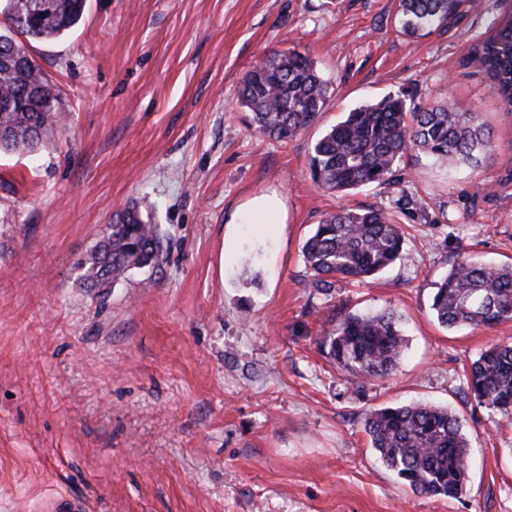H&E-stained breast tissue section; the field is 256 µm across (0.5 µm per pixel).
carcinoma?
<instances>
[{"mask_svg": "<svg viewBox=\"0 0 512 512\" xmlns=\"http://www.w3.org/2000/svg\"><path fill=\"white\" fill-rule=\"evenodd\" d=\"M0 14L24 15L14 33L51 40L81 20L86 0H55L41 15L34 0H3ZM462 0H398V32L422 36L438 30ZM467 63L483 73L501 101L512 107V11L472 45ZM329 94L314 63L294 51H273L240 81L239 103L255 131L285 141L322 112ZM60 94L23 45L0 34V149L33 151L61 120ZM494 138L469 103L442 97L421 106L388 94L345 113L315 142L309 159L312 183L345 195L368 185H389L403 158L422 153L450 170L475 168L494 152ZM104 247L82 262L92 288L107 287L158 265L162 234L150 211L131 206L104 232ZM405 231L381 207H340L316 225L303 246L310 285L327 292L339 279L367 281L405 257ZM449 329L493 327L512 320V263L484 264L461 258L437 284L431 304ZM323 353L336 370L358 382L389 376L406 346L396 310L348 313L323 330ZM464 399L505 421L512 420V343L494 344L471 364ZM365 433L384 467L416 493L456 498L469 473L468 440L459 418L429 403L370 411Z\"/></svg>", "mask_w": 512, "mask_h": 512, "instance_id": "obj_1", "label": "carcinoma"}]
</instances>
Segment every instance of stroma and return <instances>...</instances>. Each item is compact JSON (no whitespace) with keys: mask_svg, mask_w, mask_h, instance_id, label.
<instances>
[{"mask_svg":"<svg viewBox=\"0 0 512 512\" xmlns=\"http://www.w3.org/2000/svg\"><path fill=\"white\" fill-rule=\"evenodd\" d=\"M511 10L465 0L406 37L395 0H87L71 31L29 41L67 121L36 152L0 153V512H512V422L460 394L512 321L453 331L430 310L457 259L512 260V111L464 61ZM282 50L329 85L287 142L238 102L244 73ZM398 92L470 102L492 156L451 175L417 154L395 184L345 197L314 187L323 131ZM129 203L154 208L159 265L87 287L81 262ZM380 205L406 229L405 258L316 292L302 256L316 225ZM387 307L402 360L347 380L321 330ZM410 402L459 417L462 497L413 492L370 447L366 413Z\"/></svg>","mask_w":512,"mask_h":512,"instance_id":"35a3bbf8","label":"stroma"}]
</instances>
